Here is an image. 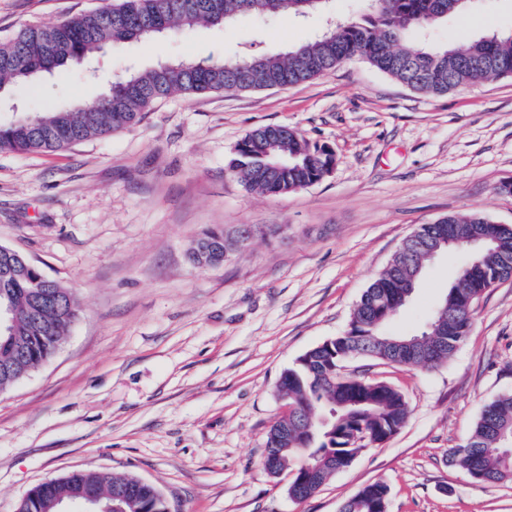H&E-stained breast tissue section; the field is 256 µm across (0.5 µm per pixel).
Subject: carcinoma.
<instances>
[{
  "instance_id": "carcinoma-1",
  "label": "carcinoma",
  "mask_w": 512,
  "mask_h": 512,
  "mask_svg": "<svg viewBox=\"0 0 512 512\" xmlns=\"http://www.w3.org/2000/svg\"><path fill=\"white\" fill-rule=\"evenodd\" d=\"M300 0H112L107 6L63 19L50 26L25 27L0 42V91L13 83L33 82L67 65L80 66L107 45L154 35L153 29H191L222 26L239 16H301L322 7ZM469 0H372L357 20H347L288 51V54L250 55L235 60H182L150 70H135L112 84V93L75 111L54 110L35 117L0 120V152L32 153L64 149L91 137L138 126L145 112L174 93L187 98L221 91H252L309 81L354 58L366 61L402 84L433 95L446 94L475 82L512 76V34L483 35L459 46L434 48L409 42L414 30H425ZM298 132L283 125H265L248 132L227 162L245 188L261 195H281L304 189L329 172V159ZM420 239L394 253L386 268L362 293L347 330L323 346L303 354L280 379L288 395V414L274 422L266 439L264 460L287 469L305 453L353 461L357 448L352 434L362 428L381 442L404 424L408 405L403 394L383 381L341 376L339 370L354 356L374 358L405 367L420 359H397V343L417 350L424 338L448 330L449 352L468 337L474 307L486 290L487 275L512 280V227L494 224L473 213L450 215L417 228ZM482 238L485 251L471 254L470 268L452 285L435 310L430 325L419 335L388 336L385 327L414 293L431 261L434 242L445 241L446 253ZM54 289L55 303L34 318L29 307L36 297ZM0 301L13 305L6 330L0 332V389L13 385L1 368L13 366L24 374L47 355L50 338L64 336L77 318L69 289L39 270L26 268L18 253L0 245ZM327 415L324 424L307 427V415ZM512 393L483 405L467 442L449 452L453 463L471 478L488 483L512 479ZM89 484L108 509L117 498L132 505L127 512H166L160 492L134 478L74 470L37 485L32 512H55L56 501L72 489ZM383 484H370L344 501L345 512H376L383 507Z\"/></svg>"
}]
</instances>
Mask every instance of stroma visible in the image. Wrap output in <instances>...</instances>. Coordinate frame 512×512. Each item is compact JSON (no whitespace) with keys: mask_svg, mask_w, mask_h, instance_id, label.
Returning a JSON list of instances; mask_svg holds the SVG:
<instances>
[{"mask_svg":"<svg viewBox=\"0 0 512 512\" xmlns=\"http://www.w3.org/2000/svg\"><path fill=\"white\" fill-rule=\"evenodd\" d=\"M108 0H0V40ZM326 20L241 17L104 50L90 67L8 87L0 116L99 98L128 68L276 54ZM512 33V0L413 33L434 47ZM285 125L329 147L331 173L280 196L250 193L225 160L252 129ZM512 76L443 95L360 59L305 83L175 94L134 129L53 152H0V244L69 288L78 317L57 353L0 391V512L75 469L154 485L170 512H339L363 486L388 512H512V480L484 483L448 459L484 403L512 393V281L489 289L450 359L419 368L357 357L346 370L398 389L409 415L312 497L263 466L285 415L282 373L344 332L370 281L419 225L481 213L512 225ZM256 232L222 266L189 260L207 229ZM469 255L432 260L388 324L422 330Z\"/></svg>","mask_w":512,"mask_h":512,"instance_id":"1","label":"stroma"}]
</instances>
